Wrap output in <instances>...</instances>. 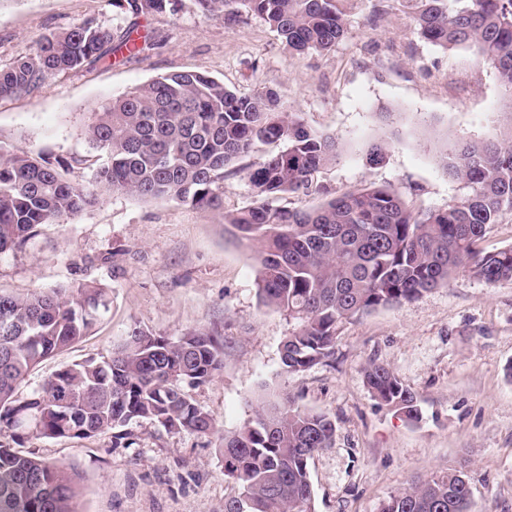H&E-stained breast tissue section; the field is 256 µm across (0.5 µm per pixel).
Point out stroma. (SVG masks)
I'll return each instance as SVG.
<instances>
[{
	"label": "stroma",
	"mask_w": 512,
	"mask_h": 512,
	"mask_svg": "<svg viewBox=\"0 0 512 512\" xmlns=\"http://www.w3.org/2000/svg\"><path fill=\"white\" fill-rule=\"evenodd\" d=\"M347 31L328 52L296 55L258 15L204 16L195 0L150 17L159 44L122 63L52 78L39 92L0 101V144L59 164L76 185L93 181L99 153L87 136L94 112L158 75L198 71L241 95L273 87L283 110L343 147L308 192L278 205L309 209L366 187L398 190L417 211L462 194L439 161L436 132L491 137L512 110L490 66L469 51L423 39L411 0H343ZM93 20L122 30L132 15L113 0H0V67L50 33ZM395 144L376 163L366 153L386 130ZM254 251L208 210L168 199L103 193L78 216L42 225L22 248L0 254V291L103 288L108 309L90 334L45 360L39 384L64 366L109 355L133 328L177 337L205 329L224 338V368L192 397L220 433L288 395L336 425L330 448L308 462L316 512H380L413 477L467 463L474 512H512V282L489 285L459 272L448 286L343 325L333 354L306 370L282 369L288 323L258 295ZM390 367L417 396L419 420L382 406L362 369ZM135 443L111 435L50 439L22 434L13 446L75 471L79 512H224L234 492L218 436L168 434L132 424Z\"/></svg>",
	"instance_id": "obj_1"
}]
</instances>
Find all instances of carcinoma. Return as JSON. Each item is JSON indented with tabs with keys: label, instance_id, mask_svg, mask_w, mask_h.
Instances as JSON below:
<instances>
[{
	"label": "carcinoma",
	"instance_id": "cac0c4a2",
	"mask_svg": "<svg viewBox=\"0 0 512 512\" xmlns=\"http://www.w3.org/2000/svg\"><path fill=\"white\" fill-rule=\"evenodd\" d=\"M179 0H114L136 17L177 10ZM210 17L260 15L293 52L329 51L344 37L341 0H195ZM419 34L444 50L463 48L491 66L512 100V0H415ZM155 31L130 27L119 36L94 21L44 37L35 51L0 68V99L39 92L58 75L137 55L156 45ZM89 140L102 152L96 188H81L43 157L0 144V254L95 203L97 189L142 200L205 207L256 247L259 296L288 320L280 360L292 373L333 353L348 321L401 306L449 284L467 270L489 285L512 282V246L484 251L494 224L512 215V111L490 139L461 140L440 156L464 194L443 210H412L390 187L342 193L309 210L269 200L311 187L336 164V138L309 129L281 109L268 86L240 95L195 71L160 75L94 113ZM285 148L241 172L260 202L224 211V169L259 143ZM107 308L103 291L81 285L25 297L0 293V435L30 430L47 438L88 439L112 433V447L134 444L126 427L146 420L168 433L209 437L212 415L188 390L223 369L224 344L205 330L172 339L134 328L110 355L68 365L23 392L48 357L86 336ZM374 398L411 421L417 397L383 364L363 369ZM325 413L287 397L260 407L224 434V475L237 494L224 512H315L308 461L334 441ZM76 476L64 465L0 442V512H78ZM381 512H472L464 467L419 478L391 496Z\"/></svg>",
	"mask_w": 512,
	"mask_h": 512
}]
</instances>
